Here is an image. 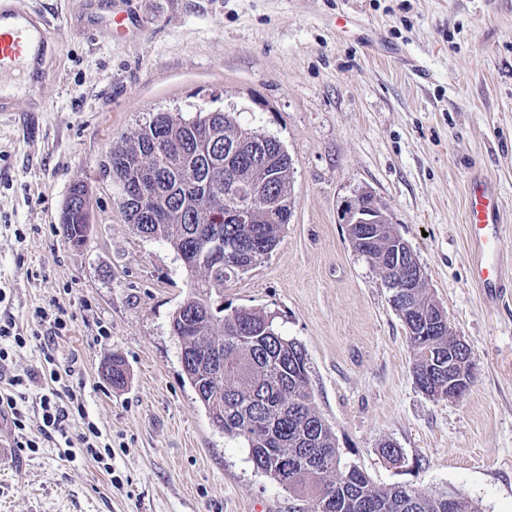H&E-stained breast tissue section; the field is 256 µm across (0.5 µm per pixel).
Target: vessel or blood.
Here are the masks:
<instances>
[{
	"mask_svg": "<svg viewBox=\"0 0 512 512\" xmlns=\"http://www.w3.org/2000/svg\"><path fill=\"white\" fill-rule=\"evenodd\" d=\"M89 28H108L128 34L141 27L142 19L131 0H112L108 13L97 11L98 0H87ZM50 20L30 0H0V113L14 112L18 100L37 105L39 89L52 50ZM504 205L498 192L474 181L465 210V222L474 246L471 277L486 292L502 295L512 288L505 279L498 242L503 227Z\"/></svg>",
	"mask_w": 512,
	"mask_h": 512,
	"instance_id": "1",
	"label": "vessel or blood"
}]
</instances>
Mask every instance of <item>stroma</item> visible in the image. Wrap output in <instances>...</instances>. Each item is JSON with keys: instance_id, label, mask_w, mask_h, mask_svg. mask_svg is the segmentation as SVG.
<instances>
[{"instance_id": "stroma-1", "label": "stroma", "mask_w": 512, "mask_h": 512, "mask_svg": "<svg viewBox=\"0 0 512 512\" xmlns=\"http://www.w3.org/2000/svg\"><path fill=\"white\" fill-rule=\"evenodd\" d=\"M85 0H33L66 41L38 109L0 120V314L22 334L60 302L71 329L51 353L9 346L10 370L46 357L74 372L84 409L112 446L108 465L61 438L33 452L0 431V512H297L300 503L211 422L171 331L194 276L165 241L140 235L97 175L113 141L152 113L234 109L275 137L293 167L292 216L277 246L212 293L253 308L297 342L316 411L342 462L379 485L456 491L512 512V298L471 281L464 222L471 178L501 194L499 248L512 261V0H133V41L82 26ZM400 48L415 77L371 56ZM94 216L76 246L61 230L71 186ZM368 192L411 247L429 297L469 349L459 398L415 383L413 351L380 272L353 248L345 205ZM130 379L113 389L104 365ZM402 453L393 464L382 443Z\"/></svg>"}]
</instances>
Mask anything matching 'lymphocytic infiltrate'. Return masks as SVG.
Here are the masks:
<instances>
[{
    "instance_id": "obj_1",
    "label": "lymphocytic infiltrate",
    "mask_w": 512,
    "mask_h": 512,
    "mask_svg": "<svg viewBox=\"0 0 512 512\" xmlns=\"http://www.w3.org/2000/svg\"><path fill=\"white\" fill-rule=\"evenodd\" d=\"M34 316L39 327L27 337L17 333L13 319L0 321V377L7 383L6 389H0V418L10 424L17 447L36 449L41 437L55 434L66 445L77 444L85 448L95 462H103L99 430L93 421L84 417L82 393L73 384L71 370L42 369L23 375L7 370L9 353L6 342L23 346L34 340L50 346L69 328L70 317L62 305H55L49 310L37 308ZM36 383L43 386L44 392L39 398L42 426L39 435L35 436L27 432L23 405L27 400L28 386Z\"/></svg>"
}]
</instances>
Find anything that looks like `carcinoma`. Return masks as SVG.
Instances as JSON below:
<instances>
[{"label":"carcinoma","instance_id":"obj_1","mask_svg":"<svg viewBox=\"0 0 512 512\" xmlns=\"http://www.w3.org/2000/svg\"><path fill=\"white\" fill-rule=\"evenodd\" d=\"M231 173L244 185L266 181L269 203L254 206L249 223L241 224L227 211L224 176ZM103 178L120 177L133 189L152 191L148 207L134 196L118 199L127 223L146 237L165 240L178 254L199 249L200 241L220 237L249 250L225 251L219 258H190L188 271L200 273L171 322L186 353L193 357L184 373L198 398L214 417L224 419V434L246 442L254 466L303 502V512H480L458 493L429 495L408 486H379L369 474L342 462L325 469L317 459L337 453L327 422L316 412L309 388L305 353L280 335L260 312L236 309L216 315L209 293L246 271L272 251L292 214V163L275 138L243 125L234 110L196 109L156 112L130 136L112 144L99 166ZM196 179L199 189L186 192L182 184ZM92 214L86 187L70 188L62 211L66 239L82 244ZM378 243L366 244L368 262L385 281L400 271L389 266L384 250H396L391 225ZM398 311L423 325L412 329L413 375L429 396L448 392V351H457L441 322L446 313L426 294V284L393 291ZM107 379L114 388L128 381L124 358L112 356Z\"/></svg>","mask_w":512,"mask_h":512}]
</instances>
